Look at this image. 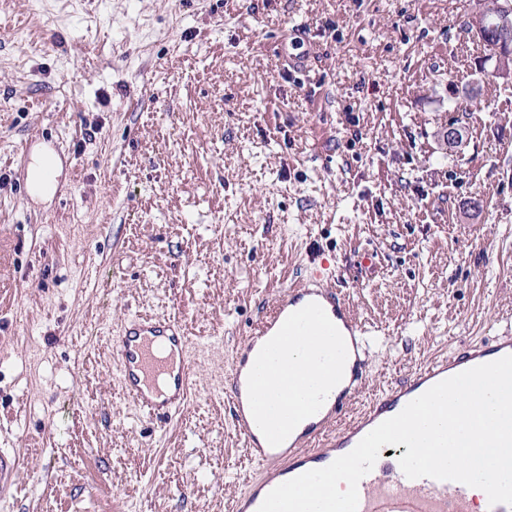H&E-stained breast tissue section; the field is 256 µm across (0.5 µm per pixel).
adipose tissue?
Listing matches in <instances>:
<instances>
[{"instance_id":"ef3b65f1","label":"adipose tissue","mask_w":512,"mask_h":512,"mask_svg":"<svg viewBox=\"0 0 512 512\" xmlns=\"http://www.w3.org/2000/svg\"><path fill=\"white\" fill-rule=\"evenodd\" d=\"M308 339L304 336L289 337L287 344L271 340L263 357L268 368H275L278 356L288 361L289 377L306 375L315 386L336 385L344 374L348 354L347 341L342 336H327L323 344L328 357L325 364L318 365L306 355ZM495 392L482 383H470L449 390L441 398L439 406L424 410L419 418L410 419L401 430L402 440L412 442L419 450L418 460L426 465L448 466L478 471L479 477L469 487L474 512H481L487 490L495 479L494 472L487 470L483 459L486 448L480 446L462 447L453 442H439L440 434L447 432L449 423L468 428L473 417L494 419Z\"/></svg>"}]
</instances>
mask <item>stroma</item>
Masks as SVG:
<instances>
[{
	"instance_id": "stroma-1",
	"label": "stroma",
	"mask_w": 512,
	"mask_h": 512,
	"mask_svg": "<svg viewBox=\"0 0 512 512\" xmlns=\"http://www.w3.org/2000/svg\"><path fill=\"white\" fill-rule=\"evenodd\" d=\"M471 8L0 0V448L23 458L0 512H229L258 468L224 378L311 265L371 340L349 420L512 328V80ZM37 149L46 200L22 190ZM142 315L188 338L164 423L110 353ZM59 161L57 156L47 150L36 151L28 166L27 177L31 180L35 197H48L52 195L57 186Z\"/></svg>"
}]
</instances>
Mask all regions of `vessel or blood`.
Listing matches in <instances>:
<instances>
[{
    "instance_id": "obj_1",
    "label": "vessel or blood",
    "mask_w": 512,
    "mask_h": 512,
    "mask_svg": "<svg viewBox=\"0 0 512 512\" xmlns=\"http://www.w3.org/2000/svg\"><path fill=\"white\" fill-rule=\"evenodd\" d=\"M338 332L348 338L352 361L347 384L328 411L319 410L321 394L300 384L294 388L296 404L274 424L262 425L265 404L258 393L255 373L248 367L250 352L267 337L284 341L306 333L310 336L309 351L315 354L322 349L323 337ZM187 343L179 325L164 316L137 317L112 342L113 362L125 393L159 422H166L188 402L192 368ZM369 347L368 337L353 322L345 300L334 286L315 276L303 285L289 288L274 313L237 348L225 390L232 404L235 430L264 468L263 474L238 494L237 512H258L273 488L349 453L381 422L400 413L438 382L512 355V336L468 344L448 358L416 371L378 397L358 421L333 430V422L365 378ZM289 433L294 436L293 442L282 445V436ZM406 451L403 445L391 447L389 471L375 468L360 480L357 512H471L466 485L428 477L407 478L399 465ZM20 469L19 454L0 448L1 498L14 486Z\"/></svg>"
}]
</instances>
